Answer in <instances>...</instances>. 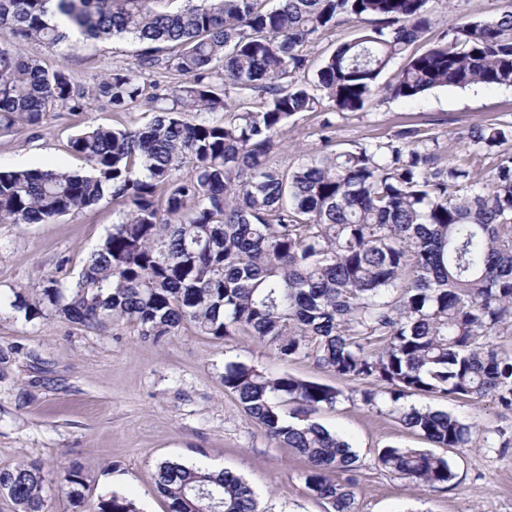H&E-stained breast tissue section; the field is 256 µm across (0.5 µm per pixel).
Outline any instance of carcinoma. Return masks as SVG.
<instances>
[{
  "instance_id": "carcinoma-1",
  "label": "carcinoma",
  "mask_w": 512,
  "mask_h": 512,
  "mask_svg": "<svg viewBox=\"0 0 512 512\" xmlns=\"http://www.w3.org/2000/svg\"><path fill=\"white\" fill-rule=\"evenodd\" d=\"M0 0V135L42 127L48 114L100 102L115 113L145 107L144 125L89 126L67 147L82 171L0 170V224H46L105 196L119 206L102 244L72 282L0 293V311L29 321L53 313L105 330L131 324L159 342L189 326L223 340L247 331L283 363L307 360L363 385L439 448H468L477 424L408 405L414 395L490 401L512 412V122L477 125L466 148L498 154L482 174L441 164L416 129L387 142L288 164L276 159L298 114L358 112L378 93L416 100L441 87H512V11L454 25L412 54L395 82L387 64L430 27L428 0ZM344 22L361 25L309 81L308 48ZM130 37L136 63L85 89L67 69L23 54L69 35ZM167 51L166 60L159 53ZM264 99L259 110L245 101ZM224 389L272 441L307 463L305 483L334 512H356V455L344 436L311 419L342 391L243 362ZM378 467L433 488L455 478L430 450L386 446ZM88 476L61 475L74 506ZM38 462L0 470L16 512H45ZM155 489L171 512H263L229 471L164 461ZM92 512H138L112 494Z\"/></svg>"
}]
</instances>
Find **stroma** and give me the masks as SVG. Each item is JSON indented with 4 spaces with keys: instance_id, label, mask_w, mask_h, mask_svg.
<instances>
[{
    "instance_id": "obj_1",
    "label": "stroma",
    "mask_w": 512,
    "mask_h": 512,
    "mask_svg": "<svg viewBox=\"0 0 512 512\" xmlns=\"http://www.w3.org/2000/svg\"><path fill=\"white\" fill-rule=\"evenodd\" d=\"M428 10L432 25L411 52H422L455 24L512 10V0H429ZM25 51L45 65L64 64L75 84L87 86L96 75L133 62L139 46L126 38H81L62 53L38 43ZM149 118L142 108L117 114L99 103L78 115L51 113L39 134L0 136V168H81L83 160L67 148L70 137L90 124L132 126ZM510 119L512 87H445L415 101L374 96L361 111L336 115L333 138L337 149L351 150L415 128L437 138L442 158L485 169L496 156L472 154L460 141L473 126ZM319 120L318 113L307 112L290 123L282 161L318 152ZM113 211L106 198L47 224H0V290L42 285L59 268L76 279L85 258L111 231ZM230 362L341 390L336 405L320 409L314 419L353 446L357 512H512V451L444 448L440 454L455 474L448 488L407 485L376 466L377 450L424 448L427 440L363 405L356 384L308 361L282 363L254 336L216 340L188 328L153 343L129 324L100 332L54 316L29 321L18 312L0 313V469L41 462L46 512H77L60 483L62 470L72 465L90 477L83 490L86 505L116 493L140 512H170L154 483L158 465L167 460L242 477L263 512H331L308 490L304 460L269 440L225 391L222 375ZM409 402L455 412L484 430L512 432V413L491 402L463 405L420 396Z\"/></svg>"
}]
</instances>
